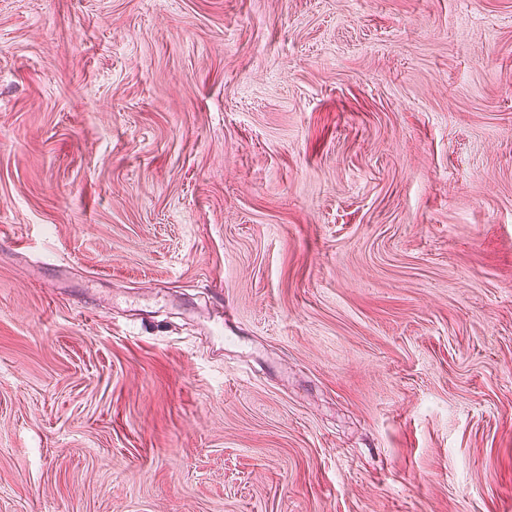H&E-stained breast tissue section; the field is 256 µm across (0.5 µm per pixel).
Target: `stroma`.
I'll use <instances>...</instances> for the list:
<instances>
[{
    "label": "stroma",
    "instance_id": "35a3bbf8",
    "mask_svg": "<svg viewBox=\"0 0 512 512\" xmlns=\"http://www.w3.org/2000/svg\"><path fill=\"white\" fill-rule=\"evenodd\" d=\"M0 512H512V0H0Z\"/></svg>",
    "mask_w": 512,
    "mask_h": 512
}]
</instances>
